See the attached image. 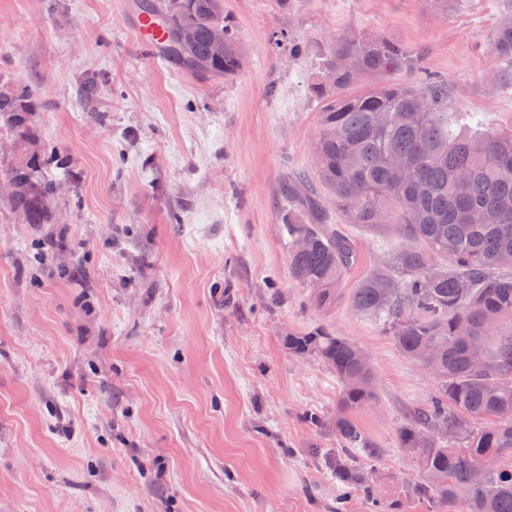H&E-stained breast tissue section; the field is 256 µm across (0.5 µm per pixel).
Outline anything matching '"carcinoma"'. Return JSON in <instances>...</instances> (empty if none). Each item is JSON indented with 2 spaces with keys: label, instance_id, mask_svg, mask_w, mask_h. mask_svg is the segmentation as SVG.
I'll use <instances>...</instances> for the list:
<instances>
[{
  "label": "carcinoma",
  "instance_id": "carcinoma-1",
  "mask_svg": "<svg viewBox=\"0 0 512 512\" xmlns=\"http://www.w3.org/2000/svg\"><path fill=\"white\" fill-rule=\"evenodd\" d=\"M143 9L167 24L168 59L206 79L239 72L240 40L223 0H146ZM184 21L197 32L187 48L177 40ZM217 27L224 28L222 55L211 44ZM493 46L512 62V13L501 18ZM425 57L426 50L409 52L383 36L336 39L309 83L322 103L314 176L350 223L379 229L384 213L416 242L388 250L349 296L351 309L378 322L404 356L441 372L435 395L397 432L398 447L416 456L424 475L413 492L450 510L512 512V273L503 274L512 264V130H485L476 112L458 119L445 111L448 87L431 81ZM359 75L382 82L353 93ZM392 75H416L422 86L386 80ZM37 110L22 91L0 97V129L17 141L3 173L15 191L0 201L26 224H53L55 212L42 206L56 191L46 169L63 161L44 146L29 147ZM283 194L289 275L319 285L314 300L324 308L357 264L356 247L330 224L307 177ZM285 344L296 356L320 359L342 384L340 448L329 459L341 496L361 493L386 512L363 466L381 448L350 416L375 398L363 350L324 327L292 333ZM439 428L452 439L437 437ZM487 457L495 466L477 482L474 467Z\"/></svg>",
  "mask_w": 512,
  "mask_h": 512
}]
</instances>
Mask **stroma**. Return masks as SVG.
Segmentation results:
<instances>
[{
	"instance_id": "stroma-1",
	"label": "stroma",
	"mask_w": 512,
	"mask_h": 512,
	"mask_svg": "<svg viewBox=\"0 0 512 512\" xmlns=\"http://www.w3.org/2000/svg\"><path fill=\"white\" fill-rule=\"evenodd\" d=\"M137 6L0 0V86L37 101L33 124L66 161L56 223L0 204V512H335L342 385L284 344L315 326L372 361L376 397L355 413L383 450L372 485L398 512H448L412 493L418 462L397 446L435 379L348 304L401 237L318 191L360 255L318 309L288 275L282 187L314 171L308 84L347 32L427 48L449 111L512 129V87L491 83L512 0H224L246 59L208 81L148 58Z\"/></svg>"
}]
</instances>
